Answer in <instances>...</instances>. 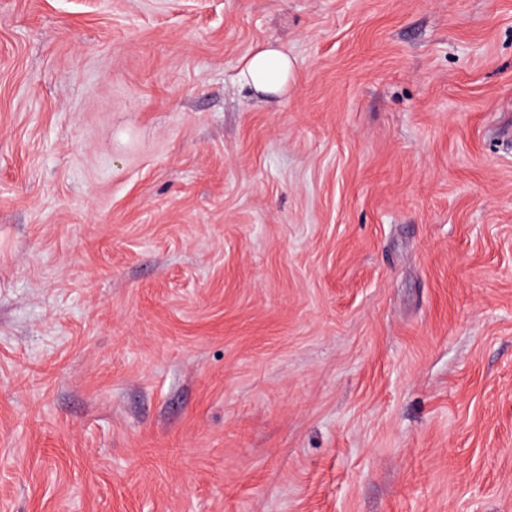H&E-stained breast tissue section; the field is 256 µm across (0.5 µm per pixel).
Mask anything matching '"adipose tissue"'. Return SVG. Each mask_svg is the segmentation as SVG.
I'll return each mask as SVG.
<instances>
[{
  "label": "adipose tissue",
  "mask_w": 512,
  "mask_h": 512,
  "mask_svg": "<svg viewBox=\"0 0 512 512\" xmlns=\"http://www.w3.org/2000/svg\"><path fill=\"white\" fill-rule=\"evenodd\" d=\"M294 71L286 48L264 44L246 58L240 71L243 84L263 94L284 92Z\"/></svg>",
  "instance_id": "adipose-tissue-1"
}]
</instances>
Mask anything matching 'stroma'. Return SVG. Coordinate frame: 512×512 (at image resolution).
Instances as JSON below:
<instances>
[{
  "label": "stroma",
  "instance_id": "35a3bbf8",
  "mask_svg": "<svg viewBox=\"0 0 512 512\" xmlns=\"http://www.w3.org/2000/svg\"><path fill=\"white\" fill-rule=\"evenodd\" d=\"M472 496L512 512V0H0V512ZM293 71L294 64L286 48L264 44L246 58L240 79L254 92L279 94L287 89Z\"/></svg>",
  "mask_w": 512,
  "mask_h": 512
}]
</instances>
